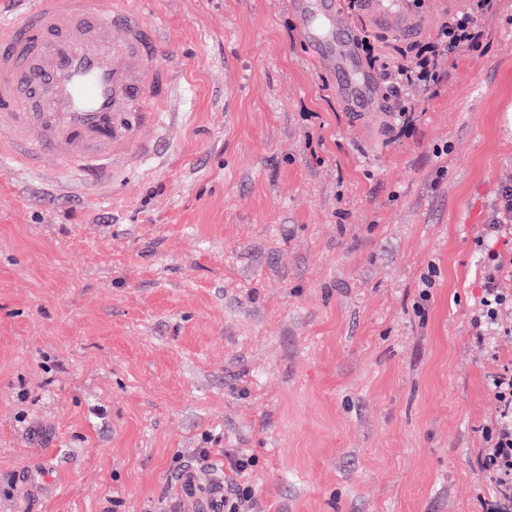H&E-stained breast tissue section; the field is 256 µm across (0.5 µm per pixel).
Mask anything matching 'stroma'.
<instances>
[{"label":"stroma","mask_w":512,"mask_h":512,"mask_svg":"<svg viewBox=\"0 0 512 512\" xmlns=\"http://www.w3.org/2000/svg\"><path fill=\"white\" fill-rule=\"evenodd\" d=\"M123 2L183 63L157 155L97 189L0 150V512H196L228 448L261 512H485L512 346L470 319L512 179V0L406 135L395 96L344 112L290 0ZM462 6L353 22L391 56ZM512 237V182L500 183L490 207L488 224H482L477 241L482 246L485 241Z\"/></svg>","instance_id":"35a3bbf8"}]
</instances>
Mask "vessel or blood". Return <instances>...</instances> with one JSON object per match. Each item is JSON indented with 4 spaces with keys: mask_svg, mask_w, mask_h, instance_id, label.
I'll list each match as a JSON object with an SVG mask.
<instances>
[{
    "mask_svg": "<svg viewBox=\"0 0 512 512\" xmlns=\"http://www.w3.org/2000/svg\"><path fill=\"white\" fill-rule=\"evenodd\" d=\"M314 61L358 119L381 118L377 73L363 65L343 0H292ZM380 24L409 22L408 0H364ZM169 47L141 10L105 0H25L0 19V128L9 154L55 159L77 177L119 174L149 159L175 75Z\"/></svg>",
    "mask_w": 512,
    "mask_h": 512,
    "instance_id": "b4317fda",
    "label": "vessel or blood"
}]
</instances>
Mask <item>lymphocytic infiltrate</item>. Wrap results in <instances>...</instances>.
Here are the masks:
<instances>
[{
    "instance_id": "lymphocytic-infiltrate-1",
    "label": "lymphocytic infiltrate",
    "mask_w": 512,
    "mask_h": 512,
    "mask_svg": "<svg viewBox=\"0 0 512 512\" xmlns=\"http://www.w3.org/2000/svg\"><path fill=\"white\" fill-rule=\"evenodd\" d=\"M466 10L448 15L435 37L398 49L396 56L382 54L363 34L359 47L372 68L379 70L399 96L400 132L412 128L423 110L419 90H432L446 78L441 68L444 57L477 50L484 41L481 17L492 13L496 0H467ZM512 237V182L500 183L490 207L487 224L481 230V241ZM471 325L478 341L496 336L512 342V255L498 250H485L481 272V294L473 305ZM489 396L499 409L498 418L481 431V465L498 491L489 512H512V363H504L490 375ZM229 470L224 478V493L211 504L212 512H256L255 491L242 477L255 464L253 457L225 450Z\"/></svg>"
}]
</instances>
